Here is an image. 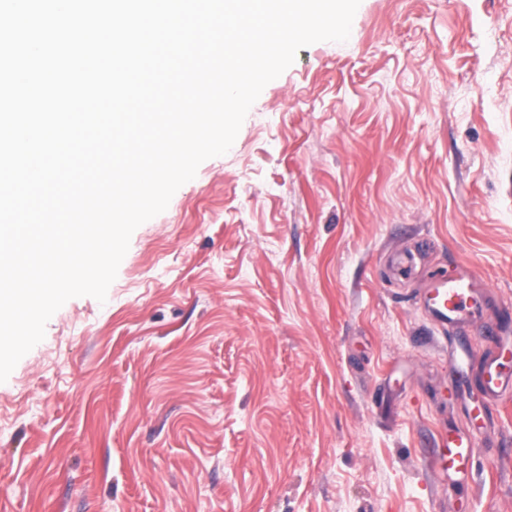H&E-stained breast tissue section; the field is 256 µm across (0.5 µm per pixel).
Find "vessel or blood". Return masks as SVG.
I'll use <instances>...</instances> for the list:
<instances>
[{"mask_svg": "<svg viewBox=\"0 0 512 512\" xmlns=\"http://www.w3.org/2000/svg\"><path fill=\"white\" fill-rule=\"evenodd\" d=\"M487 292L485 285L470 266L459 265L450 277L436 276L429 283L426 306L440 327L461 323L471 324L476 336H479L491 349L486 360L480 381H473L463 368L462 360L469 352L468 347H460L453 359V368L460 388L471 394L479 395L487 402L512 393V374L505 369V359L512 356V336L508 335L504 324L481 322L479 314L485 304ZM478 441L474 434L449 428L442 436L441 446L431 458V466L438 479L458 487L469 483L477 454Z\"/></svg>", "mask_w": 512, "mask_h": 512, "instance_id": "b4317fda", "label": "vessel or blood"}]
</instances>
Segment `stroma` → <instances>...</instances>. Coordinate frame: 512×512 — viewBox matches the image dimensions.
<instances>
[{
    "mask_svg": "<svg viewBox=\"0 0 512 512\" xmlns=\"http://www.w3.org/2000/svg\"><path fill=\"white\" fill-rule=\"evenodd\" d=\"M460 262L512 313V0H361L0 383V512H512V403L430 467ZM478 441L474 434L457 427H448V436H442L441 447L431 458L434 474L440 480L465 488L469 484Z\"/></svg>",
    "mask_w": 512,
    "mask_h": 512,
    "instance_id": "35a3bbf8",
    "label": "stroma"
}]
</instances>
